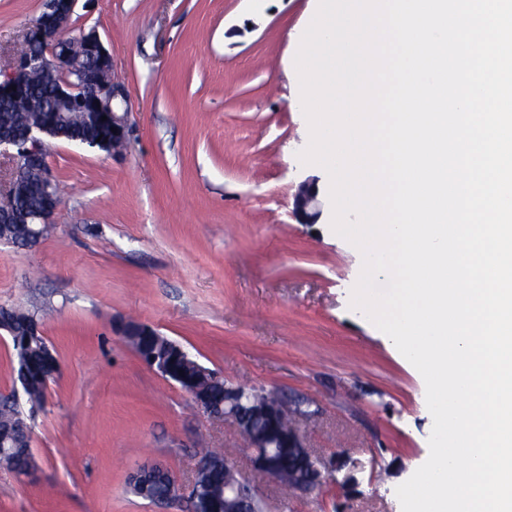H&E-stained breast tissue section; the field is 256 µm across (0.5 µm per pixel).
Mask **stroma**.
<instances>
[{"instance_id": "35a3bbf8", "label": "stroma", "mask_w": 512, "mask_h": 512, "mask_svg": "<svg viewBox=\"0 0 512 512\" xmlns=\"http://www.w3.org/2000/svg\"><path fill=\"white\" fill-rule=\"evenodd\" d=\"M43 0H0L9 70ZM310 0H96L71 35L96 31L124 83L136 134L124 156L60 140L52 232L0 243V307L34 313L61 371L32 424V478L0 467V512H192L130 493L145 462L188 479L203 448L231 452L267 512H401L395 490L429 456L422 383L351 306L361 252L332 213L299 223L304 165L295 55ZM132 319L225 382L315 399L299 422L323 459L366 461L357 491L305 494L255 472L243 438L146 366L119 335Z\"/></svg>"}]
</instances>
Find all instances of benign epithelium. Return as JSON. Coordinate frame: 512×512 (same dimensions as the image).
Instances as JSON below:
<instances>
[{
  "mask_svg": "<svg viewBox=\"0 0 512 512\" xmlns=\"http://www.w3.org/2000/svg\"><path fill=\"white\" fill-rule=\"evenodd\" d=\"M79 0H44V9L35 25L24 39L27 50L16 55L10 70L0 77V108H7L26 92L35 72L42 69L53 71L59 79L52 96L50 115L45 119L20 129H0V151L10 153L13 166L3 190L24 200L30 194L32 185L22 174L33 170L40 176L39 204L36 209H21L17 212L0 211V240L14 242L1 231L13 222H33L41 226L34 242H39L49 231L53 218L60 206V198L51 191L53 178L46 165V141L60 139L88 148L114 154L126 148L134 136V129L128 120V95L122 83L112 78L109 54L101 53L105 46L99 34L92 30L75 37L69 36V24ZM77 114L89 123L102 124L107 134L101 141L78 137L69 131V118ZM107 120H101V117ZM317 180L307 179L298 185L294 194L293 211L299 223L315 224L322 211ZM122 336H155L157 331L143 323L128 321L118 326ZM172 362H158L147 356L140 359L163 378L174 382L191 396L195 404L213 418L230 422L246 440L251 452L254 470L276 481L282 480L277 466V450L286 448L292 454L307 461V468L292 479V489L312 492L330 479L341 483L340 472L357 482L355 473L364 469V463L344 452L326 463L308 448L298 426L287 431L279 428V422L286 412L300 418L310 419L313 400L307 397L285 398L276 394L272 399L252 397L238 386H224V411L216 412L211 394L205 386L186 376L179 375L175 362L186 361L191 355L177 342H172ZM216 460L200 456L188 485L189 497L197 502L198 489L208 470ZM224 464V512H259L262 499L250 486L248 479L229 458ZM132 488L141 491L143 483H160L163 494L149 498L154 504L173 505L181 497V486L171 471L159 463L138 467L131 475Z\"/></svg>",
  "mask_w": 512,
  "mask_h": 512,
  "instance_id": "obj_1",
  "label": "benign epithelium"
}]
</instances>
